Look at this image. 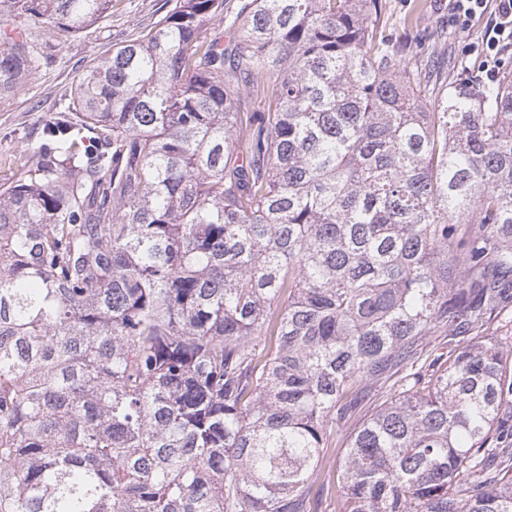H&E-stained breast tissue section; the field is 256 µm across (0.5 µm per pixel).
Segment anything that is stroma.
<instances>
[{
  "label": "stroma",
  "instance_id": "obj_1",
  "mask_svg": "<svg viewBox=\"0 0 512 512\" xmlns=\"http://www.w3.org/2000/svg\"><path fill=\"white\" fill-rule=\"evenodd\" d=\"M396 18H403L410 4H417L418 27H398L394 39L425 40L427 46L446 44L449 65L476 64L477 55L466 47L479 34L484 19H474L463 31L448 23V0H388ZM171 6L170 0H112L111 15L76 34H58L46 50L38 69L22 84L9 103L0 108V184L10 181L14 158L36 141L41 127L54 113L56 103L71 98L91 59L104 55L128 36L156 21Z\"/></svg>",
  "mask_w": 512,
  "mask_h": 512
}]
</instances>
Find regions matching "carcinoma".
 Returning <instances> with one entry per match:
<instances>
[{"mask_svg":"<svg viewBox=\"0 0 512 512\" xmlns=\"http://www.w3.org/2000/svg\"><path fill=\"white\" fill-rule=\"evenodd\" d=\"M110 11L0 0V105ZM390 20L174 0L84 71L0 185V512H318L387 377L347 512H512V70ZM379 386L376 388H365L361 389L358 394V399L355 406L352 409L351 417L349 419V428H354L359 423L372 415L377 407L387 398ZM346 446V437H344L338 448H331L333 451L332 469L325 478L324 493L320 505V512H338L342 509L340 492L336 486V474L343 463V448Z\"/></svg>","mask_w":512,"mask_h":512,"instance_id":"carcinoma-1","label":"carcinoma"}]
</instances>
